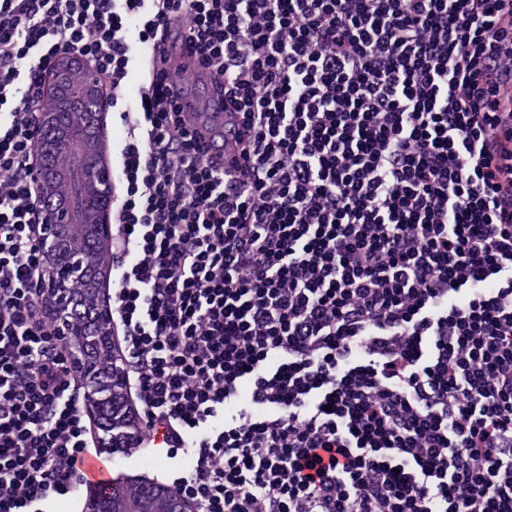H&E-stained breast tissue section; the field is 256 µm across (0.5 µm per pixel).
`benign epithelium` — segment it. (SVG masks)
Masks as SVG:
<instances>
[{"mask_svg": "<svg viewBox=\"0 0 512 512\" xmlns=\"http://www.w3.org/2000/svg\"><path fill=\"white\" fill-rule=\"evenodd\" d=\"M54 81L64 78L80 86L84 99L94 105V112L82 115L86 123L97 118V112L108 110V102L100 95L96 77L82 68L76 59L68 64L53 62ZM78 98L70 97L57 112H44L36 141L33 176L39 196V241L45 256L42 287L48 298L57 326L67 337L71 362L82 374V403L87 414L102 424L97 436L99 447L112 450L119 446L115 439L112 414L104 403L122 408L125 404L124 364L112 353L111 308L107 297H97L94 290L101 281L100 245L112 240V187L102 165L93 163L83 169L82 179L89 194L79 210L71 208L69 199L59 186L65 175L52 168L48 152L60 147V139H73L78 133L60 126L61 117L72 112ZM88 234L86 248L70 243L76 227ZM84 283L85 297L73 295L71 287ZM162 512H194L192 506L176 492L167 494Z\"/></svg>", "mask_w": 512, "mask_h": 512, "instance_id": "1", "label": "benign epithelium"}]
</instances>
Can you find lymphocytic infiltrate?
Listing matches in <instances>:
<instances>
[{
  "mask_svg": "<svg viewBox=\"0 0 512 512\" xmlns=\"http://www.w3.org/2000/svg\"><path fill=\"white\" fill-rule=\"evenodd\" d=\"M179 19L235 113L189 127ZM112 122L127 449L190 453L196 512H512V0H0V512H55L98 446L39 293L48 66Z\"/></svg>",
  "mask_w": 512,
  "mask_h": 512,
  "instance_id": "obj_1",
  "label": "lymphocytic infiltrate"
}]
</instances>
